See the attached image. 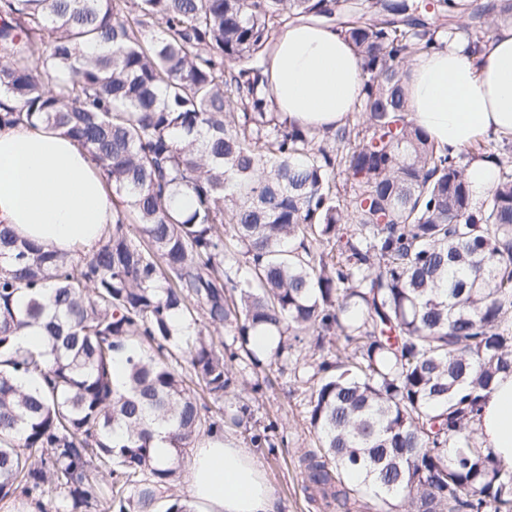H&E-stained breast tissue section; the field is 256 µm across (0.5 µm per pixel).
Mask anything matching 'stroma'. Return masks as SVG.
<instances>
[{"instance_id":"35a3bbf8","label":"stroma","mask_w":512,"mask_h":512,"mask_svg":"<svg viewBox=\"0 0 512 512\" xmlns=\"http://www.w3.org/2000/svg\"><path fill=\"white\" fill-rule=\"evenodd\" d=\"M318 357V352L310 347L296 352L294 360L288 363L265 352L261 355V366L247 362L234 368L242 392L239 400H227L226 408L234 409L239 401L250 404L255 420L276 423L278 435L285 440L284 446L270 449L252 445L244 429L229 432L238 447L251 451L266 481L273 486L274 512H323L319 502L311 499L305 474L297 465L301 452L319 446L318 434L307 419L305 384ZM256 382L263 385L257 395L249 390L250 384Z\"/></svg>"}]
</instances>
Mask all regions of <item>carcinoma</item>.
I'll return each instance as SVG.
<instances>
[{
  "label": "carcinoma",
  "instance_id": "obj_1",
  "mask_svg": "<svg viewBox=\"0 0 512 512\" xmlns=\"http://www.w3.org/2000/svg\"><path fill=\"white\" fill-rule=\"evenodd\" d=\"M458 9L0 0V94L22 103L0 108V127L72 138L116 198L88 250H46L0 224V501L192 512L152 426L167 428L173 459L224 431L233 366L260 363L253 334L269 325L277 359L327 349L307 401L320 449L298 457L326 506L512 512V465L474 427L512 373V142L440 151L408 119L402 82L438 34L464 32L476 54L487 28L512 21V0H470L462 23ZM289 21L335 30L361 60L365 97L334 131L280 121L259 93ZM476 159L498 169L479 200ZM32 325L44 347H15ZM275 439L271 422L251 436Z\"/></svg>",
  "mask_w": 512,
  "mask_h": 512
}]
</instances>
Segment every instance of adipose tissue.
<instances>
[{
	"label": "adipose tissue",
	"instance_id": "obj_1",
	"mask_svg": "<svg viewBox=\"0 0 512 512\" xmlns=\"http://www.w3.org/2000/svg\"><path fill=\"white\" fill-rule=\"evenodd\" d=\"M411 119L435 145L458 152L475 139L512 137V26L496 28L473 56L460 37L412 57L405 66ZM277 112L301 127L342 126L362 97L360 60L340 34L288 23L264 60ZM115 214L92 156L43 127L0 130V223L21 238L70 252L91 248ZM479 439L512 462V374L500 375L476 417ZM186 469L204 512H273L274 490L255 459L223 436L204 439Z\"/></svg>",
	"mask_w": 512,
	"mask_h": 512
}]
</instances>
